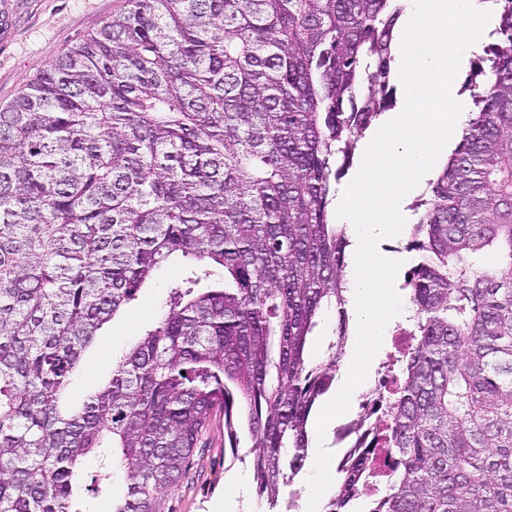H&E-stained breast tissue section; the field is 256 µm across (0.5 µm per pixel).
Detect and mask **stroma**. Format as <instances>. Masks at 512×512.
Returning <instances> with one entry per match:
<instances>
[{
	"label": "stroma",
	"instance_id": "35a3bbf8",
	"mask_svg": "<svg viewBox=\"0 0 512 512\" xmlns=\"http://www.w3.org/2000/svg\"><path fill=\"white\" fill-rule=\"evenodd\" d=\"M124 0H0V105L15 98L28 82L83 34L98 28ZM183 265L172 262L158 274L157 286L143 288L114 323L105 324L82 358L66 391L72 407L112 377V363L152 324L163 299L162 288L180 281ZM206 449L194 457L186 477L166 498L163 512H214L224 500L228 479L250 478L245 463L224 446V418L216 416L206 435Z\"/></svg>",
	"mask_w": 512,
	"mask_h": 512
}]
</instances>
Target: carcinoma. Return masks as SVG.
<instances>
[{
	"label": "carcinoma",
	"mask_w": 512,
	"mask_h": 512,
	"mask_svg": "<svg viewBox=\"0 0 512 512\" xmlns=\"http://www.w3.org/2000/svg\"><path fill=\"white\" fill-rule=\"evenodd\" d=\"M404 0H125L0 107V512H161L212 419L263 512L308 459L349 313L332 185L393 105ZM411 232L412 344L323 512H512V0ZM188 275L77 409L98 331ZM335 311V340L311 341ZM391 465L383 490L374 456Z\"/></svg>",
	"instance_id": "carcinoma-1"
}]
</instances>
